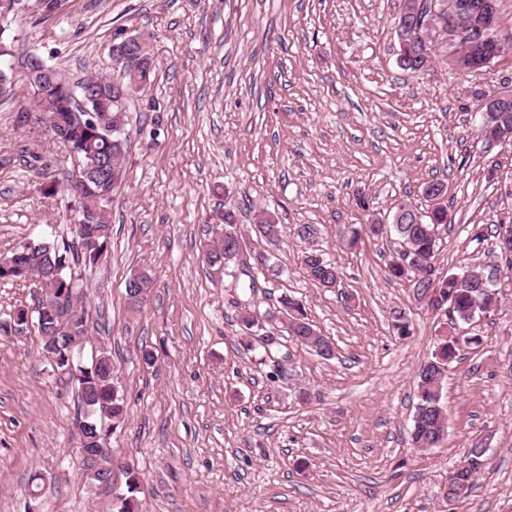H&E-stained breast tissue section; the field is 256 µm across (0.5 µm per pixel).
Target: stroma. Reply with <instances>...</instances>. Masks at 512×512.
Wrapping results in <instances>:
<instances>
[{"instance_id": "1", "label": "stroma", "mask_w": 512, "mask_h": 512, "mask_svg": "<svg viewBox=\"0 0 512 512\" xmlns=\"http://www.w3.org/2000/svg\"><path fill=\"white\" fill-rule=\"evenodd\" d=\"M403 0H63L43 18L22 0L8 23L16 54L34 52L69 81L119 80L111 49L141 34L156 69L126 103V179L112 196V234L84 278L89 334L77 354L107 352L127 415L103 439L134 464L139 512H512V296L462 325L481 337L476 359L448 366V430L413 447L418 370L443 331L407 283L390 279L394 238L352 249L338 233L399 201L418 211L440 179L452 224L438 230L440 272L506 270L493 236L512 223V145L486 148L474 95L512 86V0H501L503 54L490 67L448 65L432 35L431 69L398 65L394 19ZM0 99V255L20 242H74V160L41 127H16L28 102ZM43 154L48 169L28 166ZM368 188L374 211L353 194ZM234 210L258 275L254 310L282 330L281 295L302 301L336 345L326 360L289 344L285 376L270 379L261 347L244 349L230 280L205 260L217 214ZM279 222L278 245L255 228ZM317 250L342 272L323 288L302 268ZM153 285L126 300L131 271ZM411 312L394 335L390 312ZM156 355L144 365L141 347ZM480 372H473V365ZM77 386L44 356L36 328L0 337V512H117L126 474L106 485L82 476ZM488 451L472 492L444 495L471 446Z\"/></svg>"}]
</instances>
